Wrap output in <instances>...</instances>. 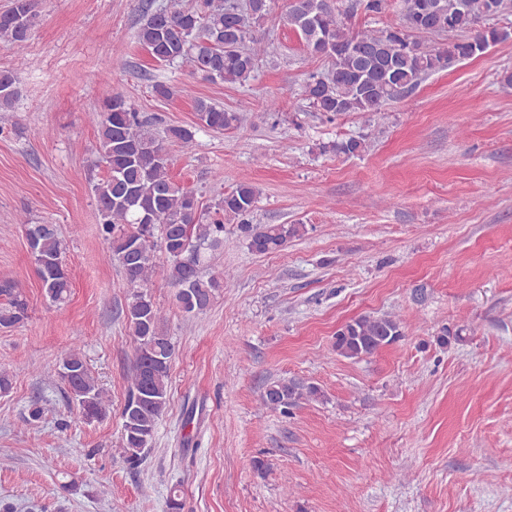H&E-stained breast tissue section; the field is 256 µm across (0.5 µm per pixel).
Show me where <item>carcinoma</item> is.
I'll return each mask as SVG.
<instances>
[{
    "label": "carcinoma",
    "instance_id": "1",
    "mask_svg": "<svg viewBox=\"0 0 512 512\" xmlns=\"http://www.w3.org/2000/svg\"><path fill=\"white\" fill-rule=\"evenodd\" d=\"M387 0H355L345 8L330 0H288L280 22L295 32L307 52L324 56L327 70L310 74L300 96L315 111L334 120L349 112H371L385 117L387 107L414 89L423 76L472 58L474 46L485 52L512 35L508 30L475 31L489 17L512 15V0H404L401 30L362 28L353 31L347 20L355 9L380 14ZM268 0H167L156 8L147 5L138 41L151 56L168 64L189 66L194 74L230 84L255 79L268 46L252 35L253 24L268 14ZM33 25L31 0H14L0 13V42L22 52ZM446 33L444 48L422 47L410 40L413 33ZM18 95L17 77L0 71V110L11 108ZM198 125L212 131L234 129L244 121L202 99L194 100ZM97 127L105 175L94 182L99 234L108 257L117 262L131 294L124 321L136 344L131 383L121 412L125 461L131 468L143 462L157 426L169 403V369L175 345L160 307L147 293L151 278L162 273L175 290V301L187 314L207 311L224 272L207 275L213 251L224 246V216L237 220L239 237L260 255L283 250L308 233L304 224H255L253 207L258 189L238 183L214 205L204 207L194 190L172 175L173 161L163 138L120 93L104 100L91 113ZM185 151L195 147V132L182 127L166 130ZM366 149L360 138L322 146V151L358 156ZM28 246L36 263L41 288L49 300L62 305L71 282L62 264L63 242L53 224L23 222ZM164 251L169 263L159 268L152 253ZM28 319L22 289L9 279L0 281V328L10 329ZM405 325L396 316H360L342 324L333 350L360 359L397 343ZM69 401L84 419L105 412L104 391L93 376L81 349L74 347L56 370ZM320 389L295 379L269 383L263 405L283 415L303 401L316 400Z\"/></svg>",
    "mask_w": 512,
    "mask_h": 512
}]
</instances>
